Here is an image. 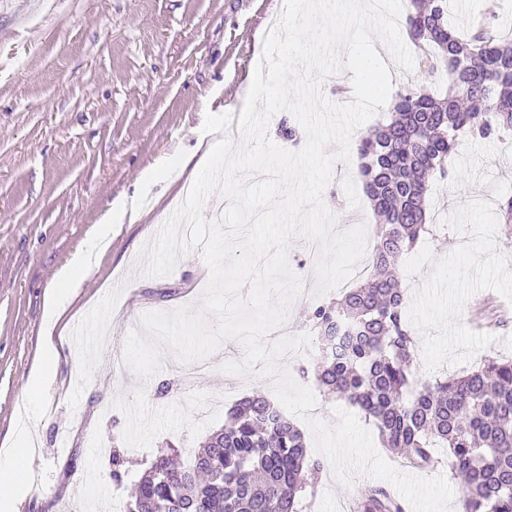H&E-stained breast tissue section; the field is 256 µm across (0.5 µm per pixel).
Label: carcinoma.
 I'll return each mask as SVG.
<instances>
[{"instance_id": "cac0c4a2", "label": "carcinoma", "mask_w": 512, "mask_h": 512, "mask_svg": "<svg viewBox=\"0 0 512 512\" xmlns=\"http://www.w3.org/2000/svg\"><path fill=\"white\" fill-rule=\"evenodd\" d=\"M404 28L422 58H433L428 76L443 72L448 85L396 92L389 120L355 142L380 220L372 265L341 298L313 311L320 360L302 372L358 407L383 447L412 466L432 468L434 448L448 449L451 470L464 480L460 512H512V361L488 358L465 374L417 379L398 267L401 254L432 232L429 178L448 177L461 137L512 132V40L488 25L454 30L448 0H410ZM318 469L302 431L256 390L188 461L160 452L130 488L125 512H297ZM356 512H405V503L375 487L360 494Z\"/></svg>"}]
</instances>
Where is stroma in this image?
<instances>
[{
	"mask_svg": "<svg viewBox=\"0 0 512 512\" xmlns=\"http://www.w3.org/2000/svg\"><path fill=\"white\" fill-rule=\"evenodd\" d=\"M282 7L283 0H0V53L14 57L0 68V449L12 446L19 417L36 425L19 512H115L128 491L112 481L113 455L133 481L166 446L186 457L202 445L203 436L183 429L134 450L122 438L116 396L140 387L159 408L204 393L207 411L219 416L253 391L274 397L268 378L223 371L243 354L233 340L201 366L164 353L162 370L144 384L121 355L141 314L201 298L209 271L199 252L164 277L138 275L135 264L194 181L180 162L204 139L206 115L240 114ZM429 189L438 226L420 242L441 257L461 241L441 218L473 199L498 206L512 196V136L461 139L451 178ZM121 196L138 197L140 220L113 223L108 250L49 328L55 274ZM324 202L337 219L356 210L375 225L357 163L336 164ZM461 320L497 336L480 358H512L501 343L512 335V304L500 294H474ZM49 339L59 348L48 363ZM79 359L84 369H76ZM41 367L48 378L30 410L22 394ZM93 434L106 448L90 442ZM369 483L343 486L323 463L299 512H350Z\"/></svg>",
	"mask_w": 512,
	"mask_h": 512,
	"instance_id": "35a3bbf8",
	"label": "stroma"
}]
</instances>
